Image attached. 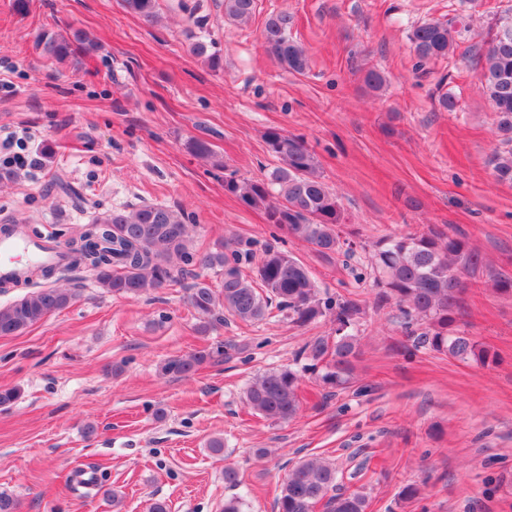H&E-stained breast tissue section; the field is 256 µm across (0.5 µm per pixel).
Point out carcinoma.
<instances>
[{"label": "carcinoma", "instance_id": "obj_1", "mask_svg": "<svg viewBox=\"0 0 512 512\" xmlns=\"http://www.w3.org/2000/svg\"><path fill=\"white\" fill-rule=\"evenodd\" d=\"M256 0H224L225 12L247 23ZM123 7L146 21L155 17L157 0H122ZM292 20L286 14L270 16L263 30L265 50L286 71L303 73L309 68L306 49L289 36ZM469 26L459 19L433 20L416 27L411 34L415 70L425 71L432 61L455 54L459 47L452 32L462 34ZM36 48L51 64L77 66L97 44L85 32L71 34L43 31ZM192 52L204 58L213 70L223 68V57L213 44L197 42ZM477 78L496 116L497 129L512 143V15L494 19L486 35L474 47ZM269 151L280 161L263 180L224 177V189L248 207L265 209L268 221L289 236L314 246L319 252L355 253L354 243L341 239L339 226L343 211L318 169L315 155L299 138L271 129L265 133ZM489 164L497 181L512 184V147L492 153ZM68 269L83 268L107 292L138 297L163 287L175 274L199 266L222 273L220 291L202 276L190 288L188 301L206 321L205 332L215 321L228 315L242 323H258L270 307L304 325L330 315L336 322L333 342L317 338L304 347L311 369L323 365L320 380L336 387L346 381L353 360L359 355L354 333L362 314L354 299L322 298L307 269L292 255L270 250L261 259L255 276L240 268V252L224 247L202 256L191 247L189 225L182 214L162 205L146 204L131 211L112 210L96 215L81 225L67 250ZM481 263L479 254L460 237L431 230L382 240L370 259L379 299H393L400 312V324L412 339V352L420 347L444 352L461 360L484 363L488 352L457 325L460 296L465 276ZM73 299L67 288H38L22 298L0 306V336H19L48 314L67 307ZM212 353L199 350L174 358L162 371L188 377L210 360ZM299 377L291 369L272 371L253 380L246 388V401L259 416L284 423L300 410ZM104 481L99 467L90 465L74 471L70 487L89 489ZM277 512H367L366 496L338 491V470L324 458L297 462L283 480L275 502Z\"/></svg>", "mask_w": 512, "mask_h": 512}]
</instances>
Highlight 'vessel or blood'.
<instances>
[{
  "label": "vessel or blood",
  "instance_id": "obj_1",
  "mask_svg": "<svg viewBox=\"0 0 512 512\" xmlns=\"http://www.w3.org/2000/svg\"><path fill=\"white\" fill-rule=\"evenodd\" d=\"M65 250L39 236L0 235V282L23 279L29 268L62 266Z\"/></svg>",
  "mask_w": 512,
  "mask_h": 512
}]
</instances>
